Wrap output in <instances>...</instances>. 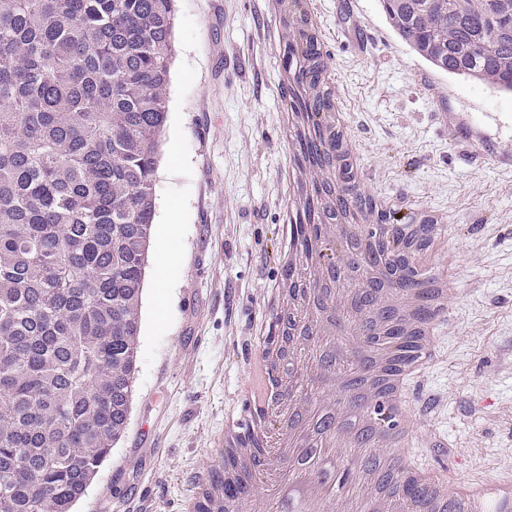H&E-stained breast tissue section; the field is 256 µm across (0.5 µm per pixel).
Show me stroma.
<instances>
[{
    "label": "stroma",
    "mask_w": 512,
    "mask_h": 512,
    "mask_svg": "<svg viewBox=\"0 0 512 512\" xmlns=\"http://www.w3.org/2000/svg\"><path fill=\"white\" fill-rule=\"evenodd\" d=\"M367 191L447 212L458 295L425 373L409 384L449 477L512 483V168L463 158L448 115H512V96L440 73L391 28L380 0H309ZM175 55L141 299L129 424L76 512H186L224 460V427L262 386L257 326L288 247L292 144L271 0H176ZM179 231L166 237L169 213ZM163 290H155L156 277Z\"/></svg>",
    "instance_id": "35a3bbf8"
}]
</instances>
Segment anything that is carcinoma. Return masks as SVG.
Instances as JSON below:
<instances>
[{
    "label": "carcinoma",
    "mask_w": 512,
    "mask_h": 512,
    "mask_svg": "<svg viewBox=\"0 0 512 512\" xmlns=\"http://www.w3.org/2000/svg\"><path fill=\"white\" fill-rule=\"evenodd\" d=\"M512 93V0H382ZM174 0H0V512H73L129 420Z\"/></svg>",
    "instance_id": "carcinoma-1"
}]
</instances>
